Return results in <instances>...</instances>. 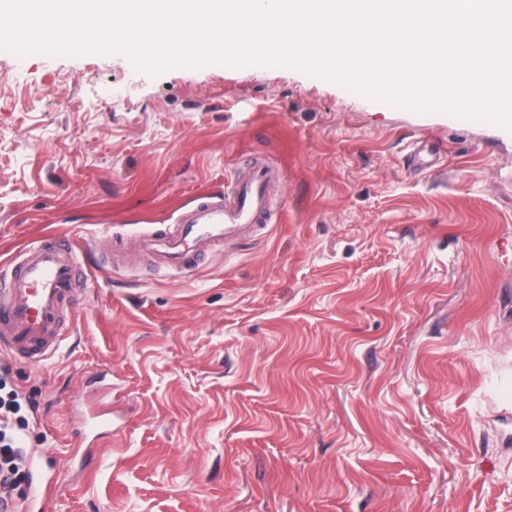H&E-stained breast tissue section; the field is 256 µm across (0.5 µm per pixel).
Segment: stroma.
<instances>
[{"label":"stroma","mask_w":512,"mask_h":512,"mask_svg":"<svg viewBox=\"0 0 512 512\" xmlns=\"http://www.w3.org/2000/svg\"><path fill=\"white\" fill-rule=\"evenodd\" d=\"M277 168L193 275L142 234ZM90 251L45 365L27 512H512V129L282 66L0 54V261ZM112 430L74 447L101 399Z\"/></svg>","instance_id":"obj_1"}]
</instances>
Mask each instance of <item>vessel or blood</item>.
Here are the masks:
<instances>
[{"label": "vessel or blood", "mask_w": 512, "mask_h": 512, "mask_svg": "<svg viewBox=\"0 0 512 512\" xmlns=\"http://www.w3.org/2000/svg\"><path fill=\"white\" fill-rule=\"evenodd\" d=\"M277 169L255 162L240 170L222 200L205 196L171 229L144 235L140 246L155 267L192 275L202 255L254 237L267 222ZM72 242L32 243L0 264V350L42 366L59 348L83 296Z\"/></svg>", "instance_id": "vessel-or-blood-1"}]
</instances>
